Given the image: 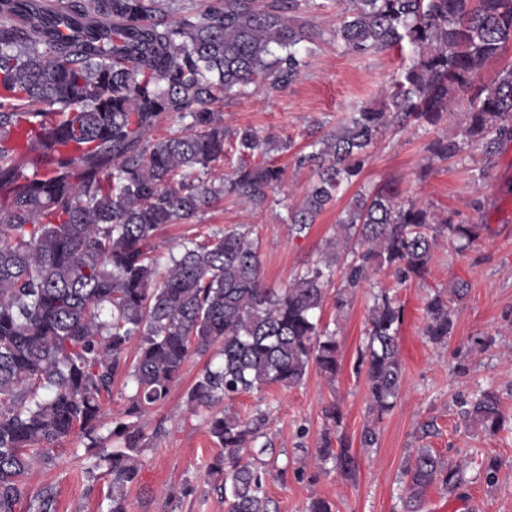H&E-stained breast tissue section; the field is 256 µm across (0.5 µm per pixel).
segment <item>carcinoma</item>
I'll use <instances>...</instances> for the list:
<instances>
[{
    "label": "carcinoma",
    "instance_id": "obj_1",
    "mask_svg": "<svg viewBox=\"0 0 512 512\" xmlns=\"http://www.w3.org/2000/svg\"><path fill=\"white\" fill-rule=\"evenodd\" d=\"M176 0H0V512H56L53 487L34 488L35 468L76 432L112 475L109 512H127L146 447L139 419L162 404L188 360L213 352L190 389L192 412L210 410L207 433L221 452L207 476L227 512H273L266 472L243 460L266 437L268 413L248 420L216 405L272 385L290 388L316 369L330 383L341 369L337 332L322 325L335 273L336 309L386 268L398 282L421 278L437 238L467 247L479 225L439 218L401 190H358L326 241L324 258L285 288L263 281L259 241L247 224L189 238L178 253L158 252L167 224H188L226 197L253 209L286 187L270 163L219 176L224 142L240 154L286 151L292 143L224 126L218 107L254 85L275 96L300 79L318 35L300 23L301 0H211L197 10ZM336 38L354 56L408 45L412 63L380 108L316 124L294 166L312 180L290 209L291 231H308L362 176L367 149L391 128L436 126L466 107L461 138L426 150L448 160L472 145L486 158L512 142V64L484 80L486 66L512 49V0H346ZM178 117L183 129L154 136ZM26 126L19 150L11 132ZM451 296L425 306L428 341L446 345L455 329ZM402 306L384 292L369 312L358 358L368 393L360 442L378 444V423L402 387L398 332ZM131 387L123 416L105 428L103 403L116 383ZM315 460L355 471L332 434L340 405L324 408ZM464 419L497 434L512 419L492 391L470 401ZM407 512H419L438 483L455 494L460 463L419 448L406 464Z\"/></svg>",
    "mask_w": 512,
    "mask_h": 512
}]
</instances>
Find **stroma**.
I'll return each mask as SVG.
<instances>
[{"mask_svg": "<svg viewBox=\"0 0 512 512\" xmlns=\"http://www.w3.org/2000/svg\"><path fill=\"white\" fill-rule=\"evenodd\" d=\"M322 37L314 46L301 78L274 97L256 92L225 101L224 123L234 129L252 128L275 137H288L294 148L273 151L269 160L286 167L288 192L264 209L230 200L199 215L192 224H173L158 236L161 251L176 247L186 232H216L234 224H250L260 242L264 282L282 288L305 266L322 256L327 238L335 233L339 216L351 197L343 192L304 235L292 234L288 209L297 204L312 174L295 169L294 153L306 143L313 123L335 126L345 114L381 105L385 88L399 78L406 62L394 52L358 57L346 53L336 39V6L316 11ZM463 111L435 126H408L389 131L369 149V162L360 181L368 189L398 185L405 196L419 199L439 216L456 224L479 225V236L467 248L439 238L422 278L397 284L384 269L354 294L344 311L327 300L324 322H338L341 370L335 384L309 371L293 388L268 387L239 395L231 410L250 419L259 409L270 412V448L256 456L257 466L270 473L266 490L278 512H305L310 499L331 501L336 512H405L402 466L416 449L428 448L443 458H458L460 449L472 455L465 467L466 482L450 495L431 485L420 512H512V434L485 433L466 426L463 400L478 389H492L512 416V143L485 160L467 149L440 161L426 146L434 139L458 138ZM467 281V295L455 302V330L447 347L429 343L423 329L425 304L435 292L455 280ZM388 289L404 308L400 328L403 386L394 410L379 428V445L364 449L360 435L367 418L368 393L356 373L358 352L366 342L369 309L377 290ZM486 345H476V338ZM206 364L195 356L167 400L143 416L140 424L151 439L144 448L138 481L128 488V512H226L223 500L205 479L206 467L217 453L205 425L206 411L191 413L187 393ZM339 403L344 418L340 436L349 444L357 467L343 476L332 464L318 465L313 457L321 442L323 410ZM165 433L153 438L156 426ZM51 469L35 473V485H51L57 512H107V477L90 474L84 442L75 438L57 448ZM499 463L495 484H487L479 460ZM190 495H183V488Z\"/></svg>", "mask_w": 512, "mask_h": 512, "instance_id": "obj_1", "label": "stroma"}]
</instances>
